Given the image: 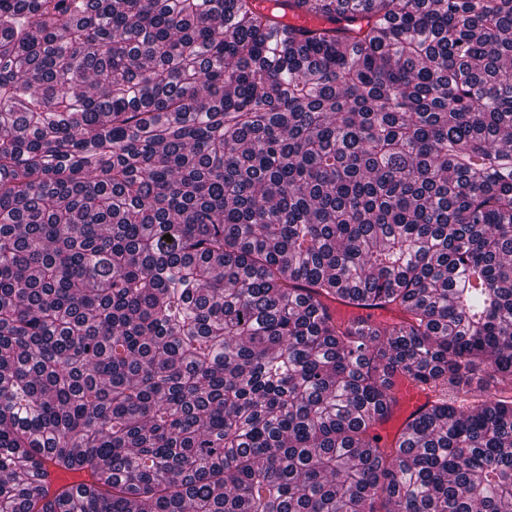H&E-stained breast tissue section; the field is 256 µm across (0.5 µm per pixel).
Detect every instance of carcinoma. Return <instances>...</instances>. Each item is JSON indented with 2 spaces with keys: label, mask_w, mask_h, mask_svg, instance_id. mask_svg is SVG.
I'll return each instance as SVG.
<instances>
[{
  "label": "carcinoma",
  "mask_w": 512,
  "mask_h": 512,
  "mask_svg": "<svg viewBox=\"0 0 512 512\" xmlns=\"http://www.w3.org/2000/svg\"><path fill=\"white\" fill-rule=\"evenodd\" d=\"M283 2L0 0V512H512V0ZM284 24H289L297 29H306L310 31H321L323 29H330L338 26L333 22L305 15H293L292 12H286V15L280 19ZM396 388L398 393L396 406L377 424L378 432L390 440L396 439L407 424L424 411L430 400L427 392L418 389L405 379H397Z\"/></svg>",
  "instance_id": "carcinoma-1"
}]
</instances>
